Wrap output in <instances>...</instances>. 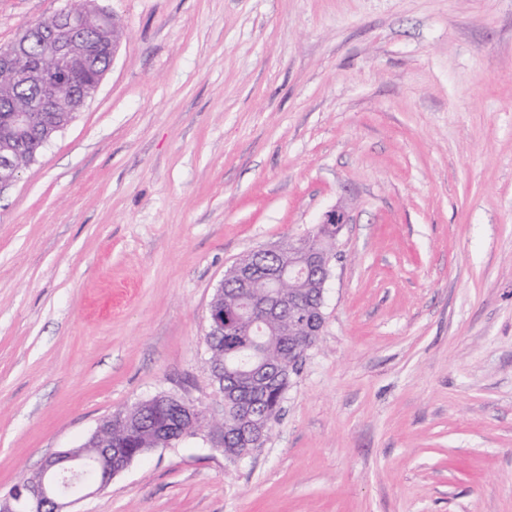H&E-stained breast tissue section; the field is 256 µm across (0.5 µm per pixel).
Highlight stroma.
I'll use <instances>...</instances> for the list:
<instances>
[{
    "label": "stroma",
    "mask_w": 512,
    "mask_h": 512,
    "mask_svg": "<svg viewBox=\"0 0 512 512\" xmlns=\"http://www.w3.org/2000/svg\"><path fill=\"white\" fill-rule=\"evenodd\" d=\"M70 0H0V46ZM95 96L0 192V496L160 393L221 417L206 313L345 205L270 438L77 512H512V0H95Z\"/></svg>",
    "instance_id": "35a3bbf8"
}]
</instances>
